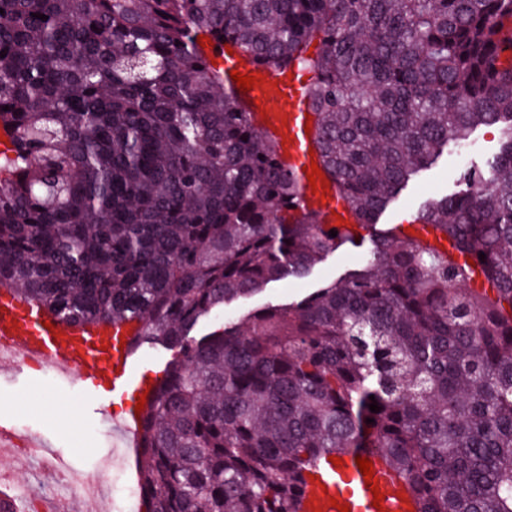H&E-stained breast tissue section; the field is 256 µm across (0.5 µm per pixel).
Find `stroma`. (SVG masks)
<instances>
[{"mask_svg":"<svg viewBox=\"0 0 512 512\" xmlns=\"http://www.w3.org/2000/svg\"><path fill=\"white\" fill-rule=\"evenodd\" d=\"M465 145L467 157H460L458 144H450L435 165L410 181L379 217L375 232L385 233L406 223L426 202L456 191L463 163H485L499 148L500 132L495 127H480ZM371 248L368 239L359 245H343L326 254L305 277L276 281L253 295L226 303L222 318L236 321L258 308L296 303L343 278ZM71 404L79 409L73 427L61 418ZM135 404L136 394L130 389L119 395L108 386L94 389L86 381L50 378L30 368L18 372L12 363H0V423L19 437L33 438L45 450L41 459L0 455V490L16 496L22 507L30 496L37 495L46 507H60L64 512H115L110 488H103L101 495L76 500L58 483L56 473L61 469L98 471L121 434L120 420Z\"/></svg>","mask_w":512,"mask_h":512,"instance_id":"stroma-1","label":"stroma"}]
</instances>
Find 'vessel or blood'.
Instances as JSON below:
<instances>
[{"label": "vessel or blood", "mask_w": 512, "mask_h": 512, "mask_svg": "<svg viewBox=\"0 0 512 512\" xmlns=\"http://www.w3.org/2000/svg\"><path fill=\"white\" fill-rule=\"evenodd\" d=\"M205 54L224 55L226 68L260 82L242 98L254 124L277 139L280 157L295 171L310 167L314 144L305 132L307 105L297 92V76L291 71H273L245 63L225 47L208 46ZM48 316L8 291L0 292V343L23 350L32 358L56 365L65 375H83L99 385L118 387L132 378L134 353L128 346L114 347L108 325L58 324L48 330ZM339 475L325 484L309 486L302 498L301 512H335V504H348L350 512H407L409 496L402 487L380 483L381 504H374L354 456H345Z\"/></svg>", "instance_id": "b4317fda"}]
</instances>
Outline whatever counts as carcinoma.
Instances as JSON below:
<instances>
[{
  "mask_svg": "<svg viewBox=\"0 0 512 512\" xmlns=\"http://www.w3.org/2000/svg\"><path fill=\"white\" fill-rule=\"evenodd\" d=\"M0 8V289L176 350L140 413L145 512H297L349 453L379 455L417 512H512V0ZM202 36L312 74L313 139L353 223L304 206ZM481 126L498 155L414 219L451 251L396 229L297 304L192 335L363 237Z\"/></svg>",
  "mask_w": 512,
  "mask_h": 512,
  "instance_id": "carcinoma-1",
  "label": "carcinoma"
}]
</instances>
